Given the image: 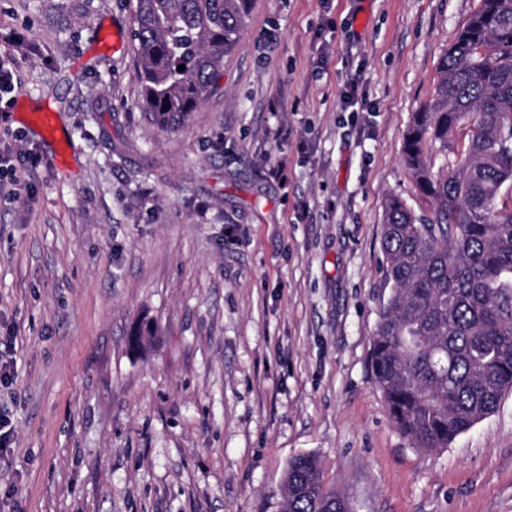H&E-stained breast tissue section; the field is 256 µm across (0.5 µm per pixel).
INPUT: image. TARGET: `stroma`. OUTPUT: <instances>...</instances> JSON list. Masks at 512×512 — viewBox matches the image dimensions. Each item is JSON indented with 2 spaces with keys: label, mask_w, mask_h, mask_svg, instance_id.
Here are the masks:
<instances>
[{
  "label": "stroma",
  "mask_w": 512,
  "mask_h": 512,
  "mask_svg": "<svg viewBox=\"0 0 512 512\" xmlns=\"http://www.w3.org/2000/svg\"><path fill=\"white\" fill-rule=\"evenodd\" d=\"M479 4L254 0L214 94L168 129L129 0H0L15 91L67 135L58 167L0 119V150L40 158L21 198L0 173V512H283L301 455L353 512H512V393L427 452L371 371L385 201L431 209L404 135Z\"/></svg>",
  "instance_id": "1"
}]
</instances>
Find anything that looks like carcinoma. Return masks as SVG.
Masks as SVG:
<instances>
[{
    "label": "carcinoma",
    "instance_id": "obj_1",
    "mask_svg": "<svg viewBox=\"0 0 512 512\" xmlns=\"http://www.w3.org/2000/svg\"><path fill=\"white\" fill-rule=\"evenodd\" d=\"M143 107L176 126L214 92L253 0H131ZM184 65L185 70L177 67ZM402 157L433 201L417 215L385 203L391 296L372 336V371L389 418L412 447L446 448L512 392V0H481L440 61ZM453 152L434 168L425 146ZM285 512H352L318 459L288 462Z\"/></svg>",
    "mask_w": 512,
    "mask_h": 512
}]
</instances>
